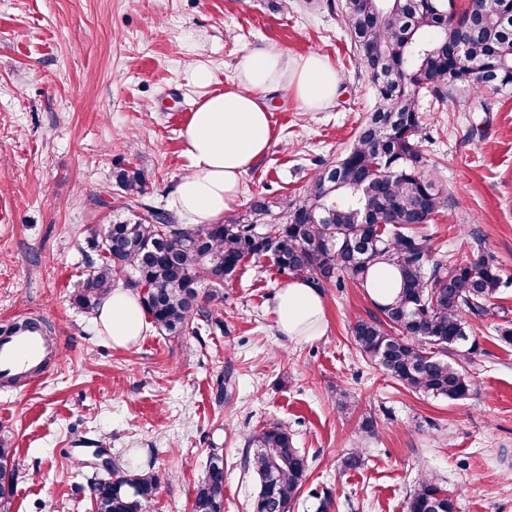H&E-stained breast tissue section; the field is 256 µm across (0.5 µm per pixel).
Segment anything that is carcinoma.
<instances>
[{
	"instance_id": "cac0c4a2",
	"label": "carcinoma",
	"mask_w": 512,
	"mask_h": 512,
	"mask_svg": "<svg viewBox=\"0 0 512 512\" xmlns=\"http://www.w3.org/2000/svg\"><path fill=\"white\" fill-rule=\"evenodd\" d=\"M341 11L375 88L344 156L318 165L305 195L260 196L221 224L178 223L169 210L141 201V169H118L114 177L131 215L113 218L94 242L99 262L76 302L97 309L121 277L126 287L142 289L144 311L160 331L200 336L223 325L206 300L215 299L248 258L271 254L280 274L321 290L345 278L365 288L372 268L393 267L399 293L377 306L379 314L353 325L357 347L405 388L461 400L475 382L446 356L473 335L467 317L489 314L503 280L482 254L434 257L429 239L417 232L448 204L422 154L419 98L439 105L465 85L483 109L485 92L512 87V0H344ZM247 447L253 454L245 462L259 481L254 512L291 507L308 470L292 434L269 425L250 435ZM16 477L14 450L0 440V507L13 497ZM159 483L150 458L114 481L94 478L90 493L96 512H142ZM454 509L453 497L427 476L406 501V512ZM192 512H224V461L216 456L195 487Z\"/></svg>"
}]
</instances>
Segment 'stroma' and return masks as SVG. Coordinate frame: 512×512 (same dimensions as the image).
Here are the masks:
<instances>
[{
  "instance_id": "35a3bbf8",
  "label": "stroma",
  "mask_w": 512,
  "mask_h": 512,
  "mask_svg": "<svg viewBox=\"0 0 512 512\" xmlns=\"http://www.w3.org/2000/svg\"><path fill=\"white\" fill-rule=\"evenodd\" d=\"M339 2L0 0V328L38 319L59 346L40 385L0 382V439L17 468L7 512H91L86 462L97 448L121 469L154 459L162 481L143 512H191L218 450L224 512H252L245 438L272 423L308 461L292 512H405L422 474L455 512H512V344L496 338L512 321V89L486 94L484 111L463 88L441 107L420 100L425 157L448 204L418 232L458 259L483 250L504 281L464 356L477 383L464 399L416 395L360 355L351 328L377 309L351 283L325 289L324 336H282L273 306L286 280L265 256L245 260L211 302L224 328L209 335L151 326L116 347L75 301L95 256L90 225L125 213L114 169H142L144 202L167 208L188 170L180 132L196 92L183 78L185 31L198 35L216 90L258 46L322 55L339 80L318 110L287 88L268 93L273 142L233 212L259 195L304 193L316 165L345 152L373 87ZM340 388L352 409L337 408ZM369 417L372 436L361 430ZM355 450L361 467L340 471Z\"/></svg>"
}]
</instances>
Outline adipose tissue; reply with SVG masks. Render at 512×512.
Here are the masks:
<instances>
[{"label": "adipose tissue", "instance_id": "1", "mask_svg": "<svg viewBox=\"0 0 512 512\" xmlns=\"http://www.w3.org/2000/svg\"><path fill=\"white\" fill-rule=\"evenodd\" d=\"M183 48L191 57L184 79L198 97L181 132L189 171L174 190L175 205L193 223L212 224L237 201L243 177L268 150L267 91L286 87L305 107L317 110L335 97L338 79L320 55L291 61L274 50L255 48L240 57L231 86L216 91L210 67L196 59L200 43L194 32L185 33ZM274 317L278 331L289 339H317L325 333L323 295L306 280H290L276 293ZM97 322L113 346L134 345L145 328L138 295L113 289Z\"/></svg>", "mask_w": 512, "mask_h": 512}]
</instances>
